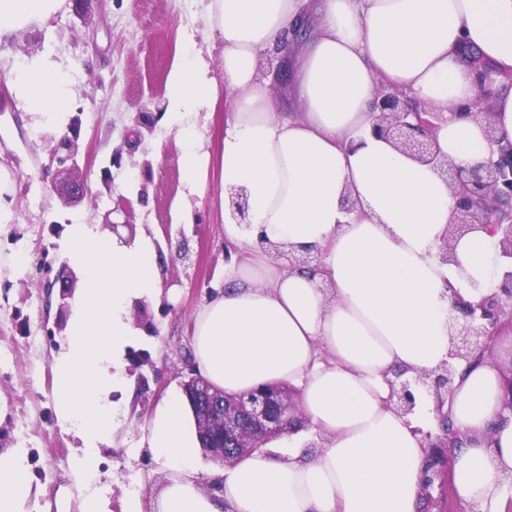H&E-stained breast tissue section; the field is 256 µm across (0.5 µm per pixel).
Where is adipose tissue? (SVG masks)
<instances>
[{
  "mask_svg": "<svg viewBox=\"0 0 512 512\" xmlns=\"http://www.w3.org/2000/svg\"><path fill=\"white\" fill-rule=\"evenodd\" d=\"M62 2L0 0V37L51 17ZM207 17L223 44L224 79L185 44L165 85L166 112L193 188L209 162L194 116L226 98L220 181L245 191L248 217L224 218L225 239L245 257L225 267L223 285L199 307L193 357L227 395L298 387L304 426L212 468L208 493L196 480L193 408L172 387L135 442L168 476L157 512H419L428 466L420 431L435 424V401L422 396L414 414H400L389 382L395 371L422 375L447 359L457 298L478 301L501 277L484 230L456 242L457 265L439 262L455 198L428 166L370 136L372 102L386 82L450 113L437 132L441 151L459 166L484 162L476 74L460 50L512 72V0H209ZM304 21L295 109L284 112L259 61L284 49ZM10 82L20 105L60 122L69 77L49 56L23 60ZM348 196L356 211L345 210ZM67 237L80 286L67 345L52 361L56 415L82 444L72 473L89 491L79 512H109L98 449L118 427L112 395L125 387L129 309L156 294L158 271L149 240L117 245L92 224L68 225ZM272 244L283 258H269ZM305 250L318 265L288 262L287 253ZM450 414L460 438L448 459L457 499L465 512H502L512 412L496 361L482 359L456 380ZM314 434L324 443L309 455L302 444ZM32 493L27 448L0 453V512H29Z\"/></svg>",
  "mask_w": 512,
  "mask_h": 512,
  "instance_id": "obj_1",
  "label": "adipose tissue"
}]
</instances>
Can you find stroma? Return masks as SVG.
Wrapping results in <instances>:
<instances>
[{
	"label": "stroma",
	"mask_w": 512,
	"mask_h": 512,
	"mask_svg": "<svg viewBox=\"0 0 512 512\" xmlns=\"http://www.w3.org/2000/svg\"><path fill=\"white\" fill-rule=\"evenodd\" d=\"M208 0H64L61 9L29 30L0 39V163L14 172L18 219L0 231V256L24 251L27 262L0 276V451L24 445L35 493L31 512H79L83 487L71 475L79 440L56 424L52 360L65 345L62 322L72 304L58 277L74 271L66 228L83 223L129 222L150 237L161 280L148 299V323L134 350L148 365L129 376L113 402L120 421L99 450V468L111 488L112 512H121L132 475L141 478L143 512H152L165 472L149 453L130 446L154 406L195 365V313L214 285L223 283L224 190L219 153L224 108L200 112L201 148L208 174L186 189L181 145L166 119L162 95L185 34L223 80L221 45L208 37ZM51 54L70 81L68 124H37L19 106L10 78L26 58ZM69 139L73 151L59 149ZM85 194L72 196L73 182ZM146 385H138V377Z\"/></svg>",
	"instance_id": "35a3bbf8"
}]
</instances>
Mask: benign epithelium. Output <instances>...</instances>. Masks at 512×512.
I'll return each instance as SVG.
<instances>
[{"label":"benign epithelium","mask_w":512,"mask_h":512,"mask_svg":"<svg viewBox=\"0 0 512 512\" xmlns=\"http://www.w3.org/2000/svg\"><path fill=\"white\" fill-rule=\"evenodd\" d=\"M466 56L476 65L481 101L486 104L492 97L497 71L476 54L468 52ZM372 110L371 135L415 161L431 166L446 180L457 198L439 251L440 262L458 264L454 242L468 234L488 229L497 237L501 282L475 303L456 302L461 320L456 322V331L450 338L448 359L424 375L406 377L399 371L391 382L390 403L403 415L414 412L417 386L427 387L435 399L439 433L423 432L431 469L424 484L427 488L443 472L449 454L457 447L449 412L442 411L441 407L454 391L460 367L484 358L502 326L512 324V143L501 141L489 122L486 135L490 145L496 146L494 153L497 157L474 166L460 167L448 162L441 154L436 139V131L448 122V113L434 112L420 102L411 101L403 90L383 83L375 92ZM187 385L200 399L201 428L205 432L217 428L223 434L236 436L240 447H246L247 437L239 421L241 412L255 429L273 434L288 431L285 420L271 410L264 398L226 406L223 398L204 379L192 377Z\"/></svg>","instance_id":"7a95c632"}]
</instances>
